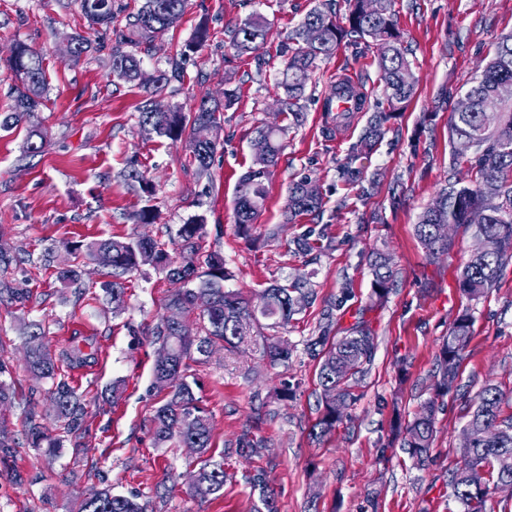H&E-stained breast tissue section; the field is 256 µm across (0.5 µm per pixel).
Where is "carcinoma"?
I'll return each mask as SVG.
<instances>
[{"label": "carcinoma", "mask_w": 512, "mask_h": 512, "mask_svg": "<svg viewBox=\"0 0 512 512\" xmlns=\"http://www.w3.org/2000/svg\"><path fill=\"white\" fill-rule=\"evenodd\" d=\"M81 10L95 25L110 28L116 19L114 0H80ZM186 0H144L141 7L126 16L122 29H115L112 43V75L119 80L134 82L139 78L141 60L125 50L153 41L163 34L168 25L166 17L171 13L182 14ZM394 0H350L349 27L341 26L332 14L321 8L311 10L304 21L288 37V45L281 52V79L278 87L284 93V112L289 124L297 125L303 119L299 101L303 98L308 82L318 69L319 61L332 56L343 39L354 33L364 43L374 45L379 68L385 86L387 107L374 111L358 142L352 147L348 161L338 169V178L346 184L362 180V170L355 166L366 159L386 132L385 124L390 114L404 108L415 93V79L405 47L396 27ZM321 30L316 43L305 39L306 26ZM266 21L252 14L228 29V44L239 56L257 52L266 40ZM209 38L207 24H200L194 39L180 50V55L195 52ZM11 68L22 81L14 112L0 120V128L9 129L40 104L44 88V62L42 55L26 45L14 48ZM504 83L512 84V33L501 38L494 54L482 74L465 92L470 100L467 112H452L449 121V143L469 137L477 140L474 164L470 166V182L466 185L456 180L440 189L432 202L419 216L416 236L430 258L446 255L451 250L454 237L438 236L440 224H450L453 230L460 228L472 232L473 237H495L501 248L495 254L473 252L463 266L458 288L466 299L485 296L496 287L506 265L512 261V106L498 97L497 90ZM219 108L207 102L186 114L175 109L155 112L152 100L139 107L140 124L150 133L177 143L189 138L193 163L203 171L210 168L217 153V145L203 144L186 136L197 125L218 120ZM283 129L260 127L254 138V167L239 180L235 190V214L239 233L247 237L254 220L263 207L267 196L266 181L271 168L278 164L283 149L280 133ZM310 178L292 181L288 189V220L303 216H316L323 206V196H312L307 190ZM475 213L484 214L481 224L471 222ZM204 217L200 216L177 231L181 249L187 253L185 262L177 265L167 251L150 238L117 239L114 237L95 240L86 245L85 251L74 256L71 264L57 271V279L77 285L82 271L80 260L87 258L99 266L111 270L112 280L102 284L116 310H121L125 285L123 277L142 264L151 263L167 269L169 280L178 285L168 297L166 308H178L181 313L195 307L197 295L207 296L205 308L200 310L203 335L192 338L183 336L168 320L157 324L152 332L160 343L155 361L154 383L161 387L166 377L172 379L171 396L155 410L153 416L154 439L165 444L172 439L185 448H195L203 454L211 448V426L206 412L198 406L192 386L179 379L185 360L196 352L207 357L216 345L233 351L252 339V330L267 320V327L293 320L303 307L312 302L313 293L307 281L298 279L288 285L271 284L260 296V305H254L242 293L224 288L230 273L224 267V258L215 251H207L202 245ZM323 231L306 227L293 244L299 253L314 249ZM372 274V296L382 302L390 292L394 280L391 258L383 251L369 255ZM334 324L332 314H325V326L321 336L310 343L311 350L327 347L318 371V383L322 389L323 413L312 428V435L322 438L330 434L341 421L336 412L358 400L350 385V379L365 370L371 361L374 338L362 321H356L339 331V337L330 341L329 333ZM473 321L468 312L458 315L448 329V338L439 354L440 379L435 391L446 395L457 389L456 381L463 360L462 352L472 335ZM27 350L25 368L38 379L52 382L51 396L58 431L54 437L44 434L34 421H28L26 440L32 448H44L51 453L62 447L64 438L75 433L81 423L84 409L76 393L62 377L57 358L44 343L46 331L39 321L23 323ZM271 361L284 362L291 353L287 338L277 336L266 343ZM505 403L503 391L496 384H487L478 394L465 427L474 431V443L461 449V465L449 472L448 485L454 502L463 512H487L489 483L512 482V416L503 415ZM436 407L434 401L426 402L421 410L403 426L402 447L410 457L422 463L433 441ZM481 466L487 479L475 488L462 480L465 470ZM253 486L260 489V506L255 512H274L273 498L264 481L257 477ZM195 495L205 498L224 488V463L204 460L192 485ZM77 512H143L135 496H125L103 489L83 499Z\"/></svg>", "instance_id": "1"}]
</instances>
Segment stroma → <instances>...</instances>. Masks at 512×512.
Instances as JSON below:
<instances>
[{
	"instance_id": "35a3bbf8",
	"label": "stroma",
	"mask_w": 512,
	"mask_h": 512,
	"mask_svg": "<svg viewBox=\"0 0 512 512\" xmlns=\"http://www.w3.org/2000/svg\"><path fill=\"white\" fill-rule=\"evenodd\" d=\"M346 21L349 0H187L179 20L152 43L136 48L144 73L167 71L200 21L211 37L189 53L159 99L189 113L201 98L220 105L222 127L215 161L200 171L187 142L171 141L140 127L138 108L151 88L112 75V38L90 25L79 0H0V118L13 112L22 88L9 65L16 44L44 56L46 87L41 105L9 131L0 130V249L11 263L0 279L27 289L26 306L0 298V365L13 388L0 407L16 446L0 464V512H77L80 500L105 488L136 496L144 512H254L263 475L276 512H461L452 507L448 472L461 461L468 403L485 384L499 385L512 414V263L483 298L466 301L458 290L459 268L475 247L471 234L456 233L452 250L427 258L415 226L423 209L449 178L466 179L468 161L450 166L448 121L457 100L512 32V0H394L398 28L416 78L408 106L394 113L367 164L361 186L339 181L337 167L362 135L368 113L355 114L335 137L323 129L333 118L323 109L338 76L363 85L369 105H384V83L375 49L344 40L320 63L301 101V125L286 129L283 152L267 182L268 198L255 220L252 239L235 226V188L253 163L257 127L282 122L278 88L279 50L313 8ZM268 27L258 54L236 56L225 46L227 27L251 14ZM84 36L91 47L73 57L69 44ZM237 99L224 107L225 91ZM41 129V153L26 149L29 129ZM145 171L153 185L145 194L123 177L129 166ZM307 176L323 194L319 217L285 221L288 187ZM153 208L154 223H140ZM204 217L206 250L223 255L231 274L224 286L258 299L270 282L307 279L314 300L278 335L293 346L288 362L270 365L262 342L229 352L215 347L195 356L184 372L210 417L211 453L223 462L220 492L205 498L191 485L200 463L190 449L170 441L156 446L153 414L168 397L157 388L153 367L158 345L151 331L168 316L173 286L164 270L143 264L125 279L121 312L102 291L106 269L82 267L80 288L56 278L70 256L69 243L111 236H144L165 243L181 258L177 231ZM315 223L331 240L322 251L294 252L290 241L302 225ZM389 253L395 285L386 301L370 302L368 254ZM51 260H44V252ZM469 311L473 333L464 351L457 391L433 390L438 356L448 328ZM363 312L375 349L358 377L357 400L344 409L335 431L310 438L323 411L317 383L319 359L308 348L324 313L336 327ZM41 321L46 343L63 354L70 337L90 338L94 361L63 365L80 396L82 434L66 439L55 455L29 447L26 425L36 417L56 434L48 381L26 371L21 319ZM293 394L280 399L283 382ZM436 405L435 437L424 465L401 448L397 420L411 419L426 401ZM257 446L248 457L238 440Z\"/></svg>"
}]
</instances>
